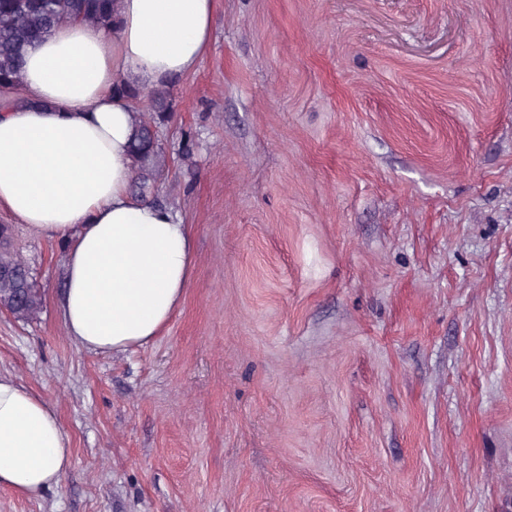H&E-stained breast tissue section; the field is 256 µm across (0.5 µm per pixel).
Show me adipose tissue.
<instances>
[{
    "label": "adipose tissue",
    "mask_w": 512,
    "mask_h": 512,
    "mask_svg": "<svg viewBox=\"0 0 512 512\" xmlns=\"http://www.w3.org/2000/svg\"><path fill=\"white\" fill-rule=\"evenodd\" d=\"M216 0H121L111 28L58 25L25 57V104L0 110V208L65 243L64 326L75 344L116 353L165 329L191 280L188 225L129 192L133 105L118 75L148 88L195 69ZM72 443L56 410L0 374V487L22 497L61 482Z\"/></svg>",
    "instance_id": "adipose-tissue-1"
}]
</instances>
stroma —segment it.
<instances>
[{
    "label": "stroma",
    "mask_w": 512,
    "mask_h": 512,
    "mask_svg": "<svg viewBox=\"0 0 512 512\" xmlns=\"http://www.w3.org/2000/svg\"><path fill=\"white\" fill-rule=\"evenodd\" d=\"M157 126L193 235L163 333L80 350L64 247L0 372L73 444L0 512H512V0H217Z\"/></svg>",
    "instance_id": "1"
}]
</instances>
